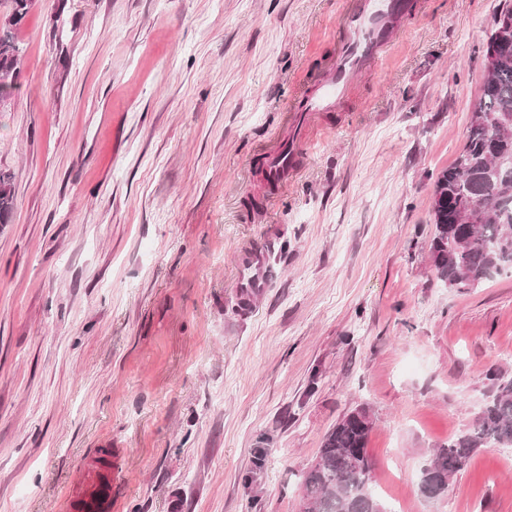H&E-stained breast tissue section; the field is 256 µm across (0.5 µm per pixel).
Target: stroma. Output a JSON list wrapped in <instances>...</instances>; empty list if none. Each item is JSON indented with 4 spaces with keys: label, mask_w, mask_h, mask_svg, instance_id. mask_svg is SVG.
<instances>
[{
    "label": "stroma",
    "mask_w": 512,
    "mask_h": 512,
    "mask_svg": "<svg viewBox=\"0 0 512 512\" xmlns=\"http://www.w3.org/2000/svg\"><path fill=\"white\" fill-rule=\"evenodd\" d=\"M347 0H36L0 102V512H297L325 435L364 407L387 512H512V447L428 499L420 471L512 374V274L457 291L429 251L512 0H426L299 174L261 149L335 60ZM271 286L242 304L237 257ZM13 176L0 169V224H9L14 208ZM112 502V474L103 477L97 470L87 473L82 492L71 501V508L84 512H101Z\"/></svg>",
    "instance_id": "1"
}]
</instances>
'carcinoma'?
I'll use <instances>...</instances> for the list:
<instances>
[{
	"label": "carcinoma",
	"mask_w": 512,
	"mask_h": 512,
	"mask_svg": "<svg viewBox=\"0 0 512 512\" xmlns=\"http://www.w3.org/2000/svg\"><path fill=\"white\" fill-rule=\"evenodd\" d=\"M9 26L0 30V92L16 87L21 49L10 27L21 22L33 0H9ZM500 43L493 70L483 75L467 142L434 187V235L430 255L436 277L459 291L512 272V27L494 22ZM14 208L13 176L0 170V224ZM493 392L470 429L437 449L430 462L439 484L461 471L489 444L512 447V374H491ZM373 420L358 408L326 434L318 456L305 473L302 500L310 512H378L367 452Z\"/></svg>",
	"instance_id": "obj_1"
}]
</instances>
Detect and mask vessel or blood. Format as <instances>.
<instances>
[{"instance_id": "obj_1", "label": "vessel or blood", "mask_w": 512, "mask_h": 512, "mask_svg": "<svg viewBox=\"0 0 512 512\" xmlns=\"http://www.w3.org/2000/svg\"><path fill=\"white\" fill-rule=\"evenodd\" d=\"M421 7V0H349L339 21L335 64L320 77L317 94L291 109L287 139L260 154L267 183L280 184L299 167L305 142L319 115L336 111L354 94L356 75L381 61L404 20L418 13ZM269 286L261 252L256 249L243 252L239 259V292L253 298ZM111 502V478L92 470L71 506L76 512H108Z\"/></svg>"}]
</instances>
